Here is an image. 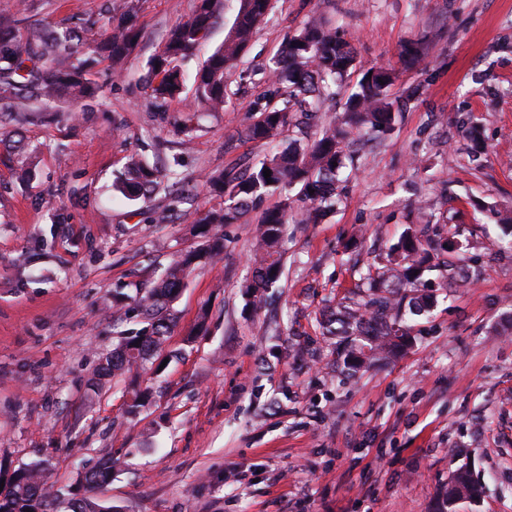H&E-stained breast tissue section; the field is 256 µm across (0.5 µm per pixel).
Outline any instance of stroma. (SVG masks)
I'll list each match as a JSON object with an SVG mask.
<instances>
[{
	"mask_svg": "<svg viewBox=\"0 0 512 512\" xmlns=\"http://www.w3.org/2000/svg\"><path fill=\"white\" fill-rule=\"evenodd\" d=\"M111 3L0 0V17L21 35L45 21L75 27L89 45ZM196 5L140 0L138 45L120 69L96 59L100 91L84 112L5 124L33 148L37 175L17 180L28 157L15 139L0 141V474L40 459L48 484L67 489L108 459L104 495L123 512H437L467 465L483 494L457 512H512V250L487 212L512 207V0H277L225 78L223 111L184 136L169 123L195 108L193 78L239 0H224L167 112L153 108L145 77L170 26ZM313 18L336 27L359 61L319 123L343 111L373 66L394 69L391 93L406 107L345 163L346 188L321 223L286 224L278 287L245 289L258 225L282 201L273 193L225 225L222 258L187 278L165 367L100 377L119 342L114 289L151 285L170 253L198 247L179 212L223 208L207 176L271 152L247 136L253 108L288 34ZM408 42L425 49L419 68L399 61ZM474 129L487 147L479 168L468 154ZM133 154L169 179L147 201L114 200ZM412 224L470 242L478 278L449 288L447 270L430 272L437 302L417 318L409 351L343 374L323 315L366 294L368 266ZM137 388L149 402L131 416Z\"/></svg>",
	"mask_w": 512,
	"mask_h": 512,
	"instance_id": "35a3bbf8",
	"label": "stroma"
}]
</instances>
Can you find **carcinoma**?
Wrapping results in <instances>:
<instances>
[{
  "label": "carcinoma",
  "mask_w": 512,
  "mask_h": 512,
  "mask_svg": "<svg viewBox=\"0 0 512 512\" xmlns=\"http://www.w3.org/2000/svg\"><path fill=\"white\" fill-rule=\"evenodd\" d=\"M241 5L224 44L205 62L195 77V99L201 112H221L225 105L224 79L242 62L260 26L274 9L275 0H240ZM139 0H122L126 20L108 21L103 40L91 52L118 64L135 48L139 33L129 22ZM223 0H198L194 14L173 25L164 46L150 61L148 85L156 108L165 107L181 90L180 62L185 60L219 19ZM285 61L268 72L275 86L265 102L256 104L255 119L248 128L250 139L269 141L289 129L292 136L249 173L234 169L206 179L210 193L229 201L219 210L200 212L186 209L182 217L192 224L201 243L192 251L171 254L162 275L150 288L122 292L113 314L114 325L134 313L143 327L124 337L107 354L100 375L114 376L161 354L171 334L174 317L170 306L177 298L194 266L214 262L224 253L226 224H238L249 209L270 192H279L281 205L266 212L252 260L253 277L248 287L274 288L282 276L280 242L288 216L297 213L305 224H317L334 208L340 196L339 171L342 156L352 136L383 135L395 120V99L389 93L391 75L372 68L348 96L338 121L309 132V120L330 83L344 82L356 66L352 45L336 28L324 21L305 24L289 36L284 46ZM424 49L410 42L400 57L408 68L423 60ZM89 60L81 55V40L74 31L43 24L16 37L11 25L0 21V113L28 120L26 101L44 100L65 105L74 112L99 91L87 77ZM270 170V177L264 171ZM166 173L150 165L139 154L129 156L113 181V189L135 201L150 197ZM314 193H309V190ZM501 241L512 248V216L494 211ZM451 259L439 263L435 256ZM390 267L368 273L381 283L394 278L421 293L405 300L397 291L378 287L365 300L344 307L336 324L324 326L326 335L338 337L344 370L353 374L377 361L389 360L411 342L409 321L430 311L436 301L433 291L422 287L423 276L439 266L448 268V279L456 286L473 282L469 258L462 244L445 239L433 245L424 231L408 227L397 243L388 248ZM112 478V462L104 461L78 476L67 492H54L47 484L41 462L14 470L0 491V512H121L99 493ZM482 494L467 469L457 470L448 481L439 512H455L456 501Z\"/></svg>",
  "instance_id": "cac0c4a2"
}]
</instances>
